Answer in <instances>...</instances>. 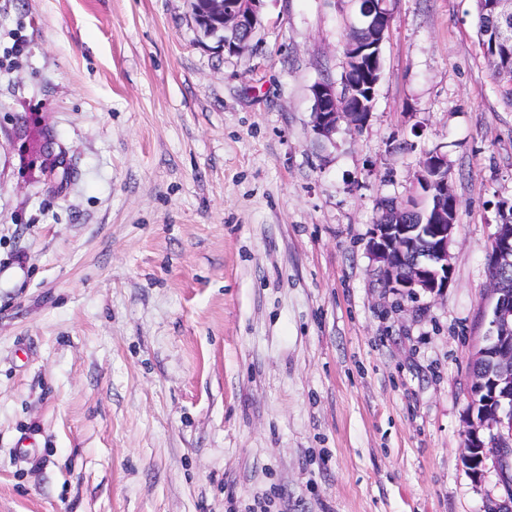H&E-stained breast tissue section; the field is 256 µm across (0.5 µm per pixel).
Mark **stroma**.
I'll return each instance as SVG.
<instances>
[{
  "label": "stroma",
  "instance_id": "1",
  "mask_svg": "<svg viewBox=\"0 0 512 512\" xmlns=\"http://www.w3.org/2000/svg\"><path fill=\"white\" fill-rule=\"evenodd\" d=\"M361 130L313 128L351 0H0V512H484L462 461L512 105L473 0H394ZM23 54H16V47ZM460 206L436 300L366 244L425 153ZM202 5L198 18L206 22L211 36L231 32V40L220 39V46L229 54H239L249 48L261 26L262 0H193Z\"/></svg>",
  "mask_w": 512,
  "mask_h": 512
}]
</instances>
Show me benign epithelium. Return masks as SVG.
I'll use <instances>...</instances> for the list:
<instances>
[{
    "mask_svg": "<svg viewBox=\"0 0 512 512\" xmlns=\"http://www.w3.org/2000/svg\"><path fill=\"white\" fill-rule=\"evenodd\" d=\"M261 4L262 0H202L198 18L207 23L213 37L232 33L233 38L221 41L220 46L230 54H239L249 48L261 26ZM372 13L376 14L372 23L381 29V37L391 24L390 0H379ZM312 94L313 127L321 137H330L343 122L359 129L369 116L359 108L351 110L348 94L337 92L332 80L316 82ZM447 169L446 155L438 151L425 154L410 203L386 212L372 225L367 250L378 263L383 288L411 299L422 295L435 299L448 288L452 270L449 246L455 229L448 216V196L453 191L448 177L436 180L427 175ZM423 199L430 202L427 221H404L403 215L418 211ZM491 243L488 292L493 307L489 328L473 362L491 363L493 377L471 373V404L464 430L468 442L464 443L462 461L478 478L488 464H493L506 497L491 508L493 512H512V281L501 275L512 269V224L495 225Z\"/></svg>",
    "mask_w": 512,
    "mask_h": 512,
    "instance_id": "obj_1",
    "label": "benign epithelium"
}]
</instances>
